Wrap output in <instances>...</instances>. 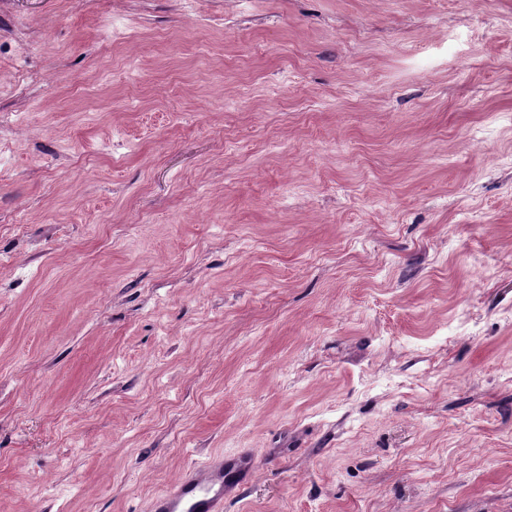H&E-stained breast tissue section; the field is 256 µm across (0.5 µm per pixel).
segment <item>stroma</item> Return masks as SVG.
<instances>
[{"instance_id":"1","label":"stroma","mask_w":512,"mask_h":512,"mask_svg":"<svg viewBox=\"0 0 512 512\" xmlns=\"http://www.w3.org/2000/svg\"><path fill=\"white\" fill-rule=\"evenodd\" d=\"M512 512V0L0 5V512ZM255 465L247 455H224L188 469L157 495L152 512H223L229 488H242L252 477Z\"/></svg>"}]
</instances>
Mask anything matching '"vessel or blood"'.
Instances as JSON below:
<instances>
[{
    "mask_svg": "<svg viewBox=\"0 0 512 512\" xmlns=\"http://www.w3.org/2000/svg\"><path fill=\"white\" fill-rule=\"evenodd\" d=\"M254 471L246 455L212 458L188 469L157 495L151 512H224L227 490L244 486Z\"/></svg>",
    "mask_w": 512,
    "mask_h": 512,
    "instance_id": "vessel-or-blood-1",
    "label": "vessel or blood"
}]
</instances>
